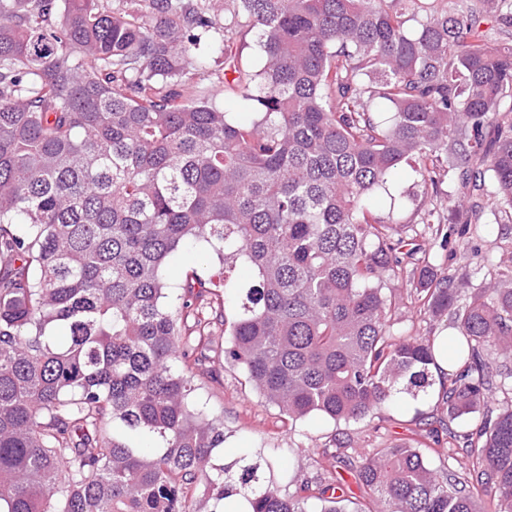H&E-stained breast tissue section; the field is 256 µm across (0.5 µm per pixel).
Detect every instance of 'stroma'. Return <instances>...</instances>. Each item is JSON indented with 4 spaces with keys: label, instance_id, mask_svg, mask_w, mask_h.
<instances>
[{
    "label": "stroma",
    "instance_id": "35a3bbf8",
    "mask_svg": "<svg viewBox=\"0 0 512 512\" xmlns=\"http://www.w3.org/2000/svg\"><path fill=\"white\" fill-rule=\"evenodd\" d=\"M469 237L485 258L483 267L472 270L470 276L472 287L478 288L483 285L489 269L503 256L512 254V231L502 232L489 215L483 223L472 225ZM218 267L216 256L202 244L190 243L174 255L165 274L169 284L174 285L185 272L194 270L206 278ZM215 346L209 363L218 376L198 380L194 399L200 407L224 417V443L217 452L218 460L229 464L244 455L272 460L274 477L289 494L298 491L302 484L330 479L345 490L350 501L359 500L361 491L353 474L330 453L335 446V434L344 432L351 436L352 445L346 448L345 454L356 462L378 443L408 437L407 422L415 411L428 412L434 405L429 399L416 407L401 396L386 419L376 415L358 423L337 424L311 417L291 424L281 418L276 407L258 398L241 371L225 366L219 354L224 346L223 330H216Z\"/></svg>",
    "mask_w": 512,
    "mask_h": 512
}]
</instances>
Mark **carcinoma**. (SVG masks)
<instances>
[{
	"label": "carcinoma",
	"instance_id": "cac0c4a2",
	"mask_svg": "<svg viewBox=\"0 0 512 512\" xmlns=\"http://www.w3.org/2000/svg\"><path fill=\"white\" fill-rule=\"evenodd\" d=\"M228 9L256 37L251 75L227 29L208 67L207 0H0V512H224L233 493L252 512H512V402L492 400L512 380V261L460 291L481 264L469 225L512 223V43L482 29L512 33V0ZM409 160L422 191L397 194ZM189 242L226 289L250 271L237 306L196 273L171 297ZM205 307L224 363L291 422H360L433 387L437 412L362 459L351 511L333 483L285 493L269 461L234 476L223 420L190 401L213 375ZM406 314L450 318L448 372L436 337L395 330ZM218 268L219 263L216 256L212 255L202 244L189 243L182 251L174 255L165 274L173 288L187 271L196 270L199 275L207 279Z\"/></svg>",
	"mask_w": 512,
	"mask_h": 512
}]
</instances>
